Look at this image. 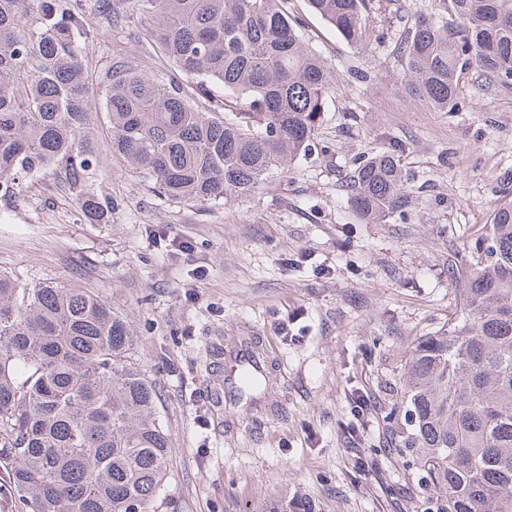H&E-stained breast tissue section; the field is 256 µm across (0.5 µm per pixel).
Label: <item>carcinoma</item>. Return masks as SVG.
Masks as SVG:
<instances>
[{"mask_svg": "<svg viewBox=\"0 0 512 512\" xmlns=\"http://www.w3.org/2000/svg\"><path fill=\"white\" fill-rule=\"evenodd\" d=\"M354 46L371 0H307ZM285 0H130L142 38L220 95L158 81L115 61L107 74L112 160L145 174L175 203L247 195L307 155L333 73L304 40ZM397 43L395 90L440 112L458 107L472 70L512 86V0H445ZM80 18L65 0H0V189L54 175L84 215L112 217L90 183L88 65ZM400 159L356 160L346 181L355 216L386 223L413 205ZM448 279L460 309L421 337L384 408V448L424 496L415 512H512V201L493 211L482 243L453 250ZM137 337L81 288L29 285L0 273V459L33 512H158L170 439L155 385L134 362ZM267 375L243 372L240 394ZM267 512H312L299 498Z\"/></svg>", "mask_w": 512, "mask_h": 512, "instance_id": "cac0c4a2", "label": "carcinoma"}]
</instances>
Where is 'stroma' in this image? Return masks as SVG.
<instances>
[{"label": "stroma", "instance_id": "stroma-1", "mask_svg": "<svg viewBox=\"0 0 512 512\" xmlns=\"http://www.w3.org/2000/svg\"><path fill=\"white\" fill-rule=\"evenodd\" d=\"M69 6L89 37L100 153L92 185L112 197V221L90 223L54 176L26 178L21 191L0 192V272L87 289L137 336L171 437L159 512H260L284 495L314 512H411L419 488L382 452L380 406L415 340L460 306L450 249L473 244L493 209L512 200V86L470 73L453 112L390 90L407 20L444 13V0H373L364 48L307 0H287L335 70L316 148L251 195L172 203L113 161L105 74L119 48L179 83L194 78L154 57L129 9ZM381 149L396 150L415 203L389 223L364 224L342 182L359 156ZM174 238L190 253H171ZM245 344L265 355L270 382L252 400L215 405L211 394ZM361 392L371 404L352 413Z\"/></svg>", "mask_w": 512, "mask_h": 512}]
</instances>
